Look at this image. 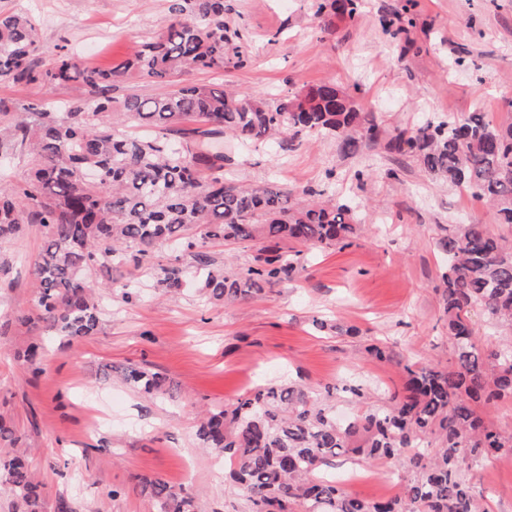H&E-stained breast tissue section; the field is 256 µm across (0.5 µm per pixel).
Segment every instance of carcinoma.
Segmentation results:
<instances>
[{"label":"carcinoma","mask_w":512,"mask_h":512,"mask_svg":"<svg viewBox=\"0 0 512 512\" xmlns=\"http://www.w3.org/2000/svg\"><path fill=\"white\" fill-rule=\"evenodd\" d=\"M358 0H317L316 14L354 19ZM169 25L136 45L108 70L70 53L38 62V31L24 14L0 13V77L47 90L71 86L64 111L0 100L14 122L0 127V148L30 158L22 183H0V239L36 224L43 245L34 264L38 295L25 321L69 337L90 336L100 320L93 272L126 261L138 267L168 241L195 263L209 303L226 306L261 298L298 271L300 251L349 245L355 210L312 193L296 197L268 185L224 180V152L207 140L229 135L242 145L317 132L338 139L347 154L360 150L355 133L376 142L374 113L333 81L305 86L277 103L206 82L172 85L144 99L112 90L146 75L171 79L191 70L242 68L232 44L224 0H176ZM193 120L207 129H182ZM432 181L485 200L498 223L512 228V121L494 124L480 112L434 118L399 134ZM445 264L440 297L452 358L448 366L392 356L366 347L403 373L400 391L382 405L336 420L331 395L290 379L270 380L230 406L209 409L198 423L201 444L224 454L229 479L250 512H484L467 473L486 460L512 456V431L488 422L481 410L512 401V234L485 224L439 225ZM208 240L252 242L242 268L215 265L200 250ZM158 286L177 294L185 283L177 265L159 268ZM479 306L504 331L486 349L468 321ZM124 380L148 394L166 392L165 380L139 366ZM394 463L402 491L389 499L354 496L321 473L341 457ZM0 482L24 512H43V491L24 459L0 454ZM157 512H194L192 497L159 479H138Z\"/></svg>","instance_id":"1"}]
</instances>
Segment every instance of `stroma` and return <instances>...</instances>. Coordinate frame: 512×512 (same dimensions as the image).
<instances>
[{
  "label": "stroma",
  "mask_w": 512,
  "mask_h": 512,
  "mask_svg": "<svg viewBox=\"0 0 512 512\" xmlns=\"http://www.w3.org/2000/svg\"><path fill=\"white\" fill-rule=\"evenodd\" d=\"M224 4L246 66L191 71L183 81L224 83L273 102L331 80L356 90L384 141L433 116L484 112L500 123L512 112V0H360L356 18L334 19L328 33L315 0ZM0 11L33 16L42 61L66 50L102 69L171 19L170 0H0ZM407 12L413 26L390 39L385 23ZM72 94L0 80V99L53 112ZM223 145L227 178L334 192L337 202L357 206L364 229L351 246L303 250L292 279L264 299L230 307L207 303L195 280L172 295L157 288L154 271L116 265L96 275L103 309L96 333L72 341L23 321L36 299L38 227L25 224L1 239L0 415L18 442H0V452H23L44 487V512H56L61 497L73 512H156L137 486L141 477L184 489L195 512H242L245 500L225 476L223 455L196 438L202 410L280 377L314 389L363 382L400 390L399 368L365 353L373 342L416 362L448 363L435 292L438 227L467 220L501 231L484 200L438 186L406 148L365 141L346 155L336 139L317 133L280 145L230 138ZM366 168L370 176L358 178ZM112 278L135 282L136 298L125 301L120 285L109 287ZM316 317L358 333L317 331ZM37 340L45 356L35 371L21 356ZM128 365L162 375L166 394L128 386L120 374ZM324 473L361 498L399 490V470L389 462L340 459ZM471 478L488 512H512L511 459L488 460Z\"/></svg>",
  "instance_id": "stroma-1"
}]
</instances>
